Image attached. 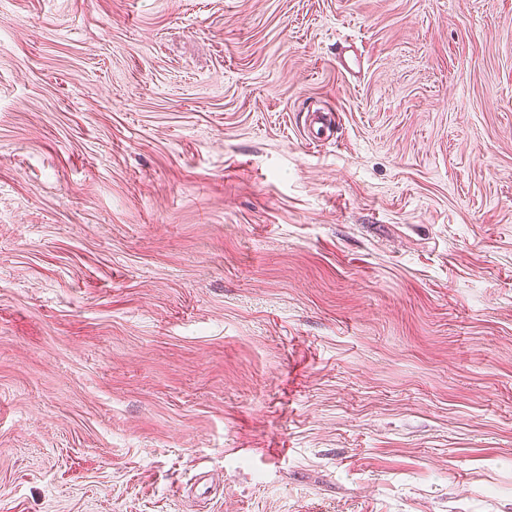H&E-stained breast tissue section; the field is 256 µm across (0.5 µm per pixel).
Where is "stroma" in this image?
<instances>
[{
	"label": "stroma",
	"instance_id": "stroma-1",
	"mask_svg": "<svg viewBox=\"0 0 512 512\" xmlns=\"http://www.w3.org/2000/svg\"><path fill=\"white\" fill-rule=\"evenodd\" d=\"M0 512H512V0H0Z\"/></svg>",
	"mask_w": 512,
	"mask_h": 512
}]
</instances>
